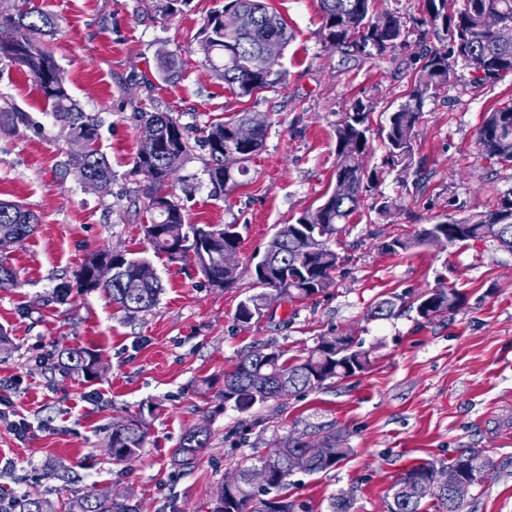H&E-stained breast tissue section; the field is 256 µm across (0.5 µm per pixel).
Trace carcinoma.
<instances>
[{
	"label": "carcinoma",
	"instance_id": "1",
	"mask_svg": "<svg viewBox=\"0 0 512 512\" xmlns=\"http://www.w3.org/2000/svg\"><path fill=\"white\" fill-rule=\"evenodd\" d=\"M152 10L173 16L187 0H144ZM375 0H319L325 22V39L330 48H358L375 64L407 53L418 63L413 89L383 129L387 149L386 164L397 170L402 183L413 179L414 186L423 182L414 163L413 140L425 99L437 95L448 84L458 62L477 75L479 81H494L512 72V45L498 44L482 17L492 13L512 22V0H462V7L448 12V0H425V15L412 20L397 12L375 15ZM224 7L242 10L254 17L253 30L232 32L216 12H210L202 23L195 51L203 56L211 70L224 79L225 89L238 97L274 89L284 83L286 71L281 59L292 39L286 22L268 9L263 0H224ZM58 30L54 16L40 10H26L15 15L0 16V59H6L26 70L52 108V114L66 131L69 140L81 139L87 150L71 156L70 166L83 183L94 180L107 193L112 185V168L101 151L98 124L82 112L64 83L44 38ZM415 40H409L410 34ZM465 40L467 57L454 54L453 43ZM178 52L159 57L160 72L172 79L178 73ZM374 103L358 99L343 113L336 126V174L333 189L314 209L300 214L274 236L255 266L265 275L254 273V286L260 292L240 301L236 319L249 325L265 316L268 306L264 289L283 288L288 298L307 299L320 292L322 279H335L341 257L331 246L346 229L350 217L360 208L366 193L376 189L379 175L368 168L364 158L368 148L367 132ZM254 118L251 112H239L232 118L212 123L203 131L201 143L207 151L206 173L210 183L223 191L238 186L237 177L247 173V163L264 147L269 124L255 130L249 140L238 137ZM26 120L23 112L0 108V131L11 129ZM184 127L168 112L141 113L140 144L134 157V171L148 183L145 210L147 223L142 232L155 253L171 260L192 258L208 283L215 288H230L238 271L224 267V253L239 248L240 236L234 224H187L178 201L164 193V187L183 165L191 145ZM480 150L490 159L512 163V104L489 113L477 134ZM38 223L37 216L20 202L0 201V225L15 228L19 240L26 239ZM169 224L184 225V241L180 248L170 244L164 235ZM502 224L499 247L512 252V188L500 194L496 208L475 214L463 221L447 220L426 224L408 236H393L381 243L388 254L398 255L418 246H435L444 238L448 244L484 241V226ZM107 258L112 262V281L98 286L91 272L96 262ZM137 277L143 284L140 293L130 297L123 281ZM77 287L85 292L101 290L125 313L135 316L150 311L158 302L161 281L153 265L131 253L97 251L89 254L80 270ZM405 297L393 295L374 306V314L387 318L403 307ZM413 303L420 317L431 320L453 313L464 303V295L454 288H440L419 294ZM63 367L87 379L94 377L98 356L84 350L65 349ZM370 365L368 351L351 335H337L330 340L317 339L306 355L288 360L284 351L262 345L242 358L233 371L224 374V407L241 413L257 404L283 399L306 389L319 388L326 381L345 379L365 371ZM209 429L199 427L185 432L173 455L177 465L193 463L207 447ZM335 427H321L313 433L290 436L263 451L253 449L250 464L235 468L224 479L214 503L213 512H294L295 504L282 494L288 486L293 458L320 443L321 451L308 460L304 472L317 474L336 467L351 449L336 442ZM146 433L140 420L119 421L112 426V460L127 462L144 447ZM267 465L273 471L264 487L251 484V471ZM494 467L484 448H463L444 469L452 477L481 481ZM434 463L411 466L396 478L385 499V512H422V502L429 498L434 512H465L464 503L455 499L451 486L433 487L430 476ZM10 512H52L51 504L39 496L23 495L13 500ZM68 512H135L126 497L99 495L93 491L72 499Z\"/></svg>",
	"mask_w": 512,
	"mask_h": 512
}]
</instances>
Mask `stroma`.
Wrapping results in <instances>:
<instances>
[{
    "mask_svg": "<svg viewBox=\"0 0 512 512\" xmlns=\"http://www.w3.org/2000/svg\"><path fill=\"white\" fill-rule=\"evenodd\" d=\"M53 14L48 38L64 83L94 116L114 173L110 192L83 184L69 159L72 143L50 104L16 65L0 60V107L27 121L0 133V200L18 201L38 218L12 247L6 264L19 279L0 288V489L49 500L54 512L92 490L127 495L138 512H211L224 475L245 464L253 447L321 425L341 429L351 449L331 470L294 473L286 494L297 512H383L395 477L422 462H448L463 448H483L494 462L467 496L470 512H512V252L485 240L445 248L420 246L400 255L381 243L421 226L462 220L492 209L512 187V166L489 160L477 133L488 112L512 102V73L475 82L455 73L425 99L413 142L425 177L421 193L384 163L381 129L413 87L403 55L375 67L354 49H331L318 0H268L292 29L282 65L286 83L237 98L189 46L210 11L224 0H188L171 18L144 0H5ZM178 52L180 71L166 80L158 56ZM374 102L367 163L378 192L397 207L382 214L364 204L334 247L342 258L335 283L303 301L270 306L250 326L235 320L253 294L252 271L274 235L318 206L335 182L336 125L354 100ZM267 117L264 148L231 192L215 189L207 155L193 147L168 187L186 223L237 225L241 242L233 287L209 285L192 260L156 255L141 233L146 184L133 161L139 115L169 112L198 139L209 124L241 111ZM135 252L163 285L158 305L130 318L101 292L75 282L89 252ZM71 284L67 301L56 298ZM438 288L464 293L463 307L428 321L405 306L375 318L376 302L396 293L411 300ZM350 334L369 350L357 376L255 405L225 408L224 375L254 346L268 343L288 358L320 336ZM65 347L98 354L93 380L65 372ZM29 425L25 436L9 420ZM141 419L146 441L138 457L118 464L108 441L116 421ZM207 425L211 438L193 464H174L183 434Z\"/></svg>",
    "mask_w": 512,
    "mask_h": 512,
    "instance_id": "obj_1",
    "label": "stroma"
}]
</instances>
